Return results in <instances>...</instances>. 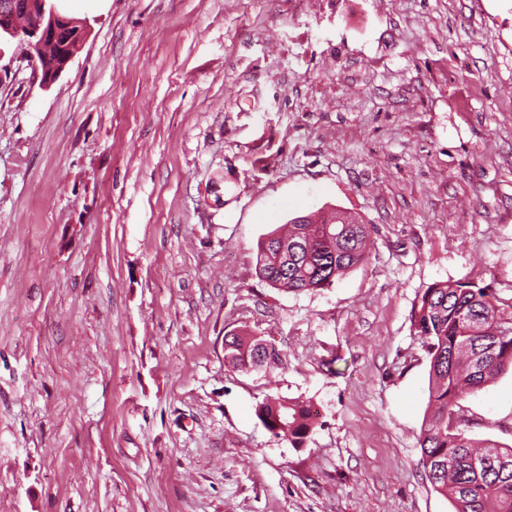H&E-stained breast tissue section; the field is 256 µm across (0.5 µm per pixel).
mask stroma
Here are the masks:
<instances>
[{"label":"stroma","instance_id":"1","mask_svg":"<svg viewBox=\"0 0 512 512\" xmlns=\"http://www.w3.org/2000/svg\"><path fill=\"white\" fill-rule=\"evenodd\" d=\"M0 39V512H451L418 443L435 282L512 305V0H64ZM340 209L367 265L285 292L260 238ZM280 355L243 372L224 336ZM310 405L303 447L255 415ZM465 405L512 445V371ZM42 3L40 17L30 25L24 27L18 24L20 5L16 0H2L0 2V30L14 36H22L37 48H43L45 44L56 45L55 58L41 72V81L44 86L55 83L73 60L87 35V24L68 17L56 9L53 4L47 8V0Z\"/></svg>","mask_w":512,"mask_h":512}]
</instances>
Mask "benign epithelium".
Segmentation results:
<instances>
[{
	"instance_id": "7a95c632",
	"label": "benign epithelium",
	"mask_w": 512,
	"mask_h": 512,
	"mask_svg": "<svg viewBox=\"0 0 512 512\" xmlns=\"http://www.w3.org/2000/svg\"><path fill=\"white\" fill-rule=\"evenodd\" d=\"M20 5L16 0H0V30L22 36L42 48L56 46L55 58L46 66L40 77L43 85L55 83L73 60L87 35V24L71 18L42 0L40 17L24 27L18 24Z\"/></svg>"
}]
</instances>
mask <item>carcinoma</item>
Here are the masks:
<instances>
[{
	"instance_id": "obj_1",
	"label": "carcinoma",
	"mask_w": 512,
	"mask_h": 512,
	"mask_svg": "<svg viewBox=\"0 0 512 512\" xmlns=\"http://www.w3.org/2000/svg\"><path fill=\"white\" fill-rule=\"evenodd\" d=\"M370 254V228L335 210L315 221L296 216L260 240L257 270L272 287L286 292L331 287ZM412 326L430 358L429 403L419 435L429 482L453 512H512V446L471 437L473 425L461 406L467 396L512 368V310L498 305L493 291L470 281L435 282L418 297ZM278 364L279 354L250 333L224 337V357L249 369ZM256 416L276 438L294 448L315 425L302 401L268 396ZM507 461L509 467L501 465Z\"/></svg>"
}]
</instances>
